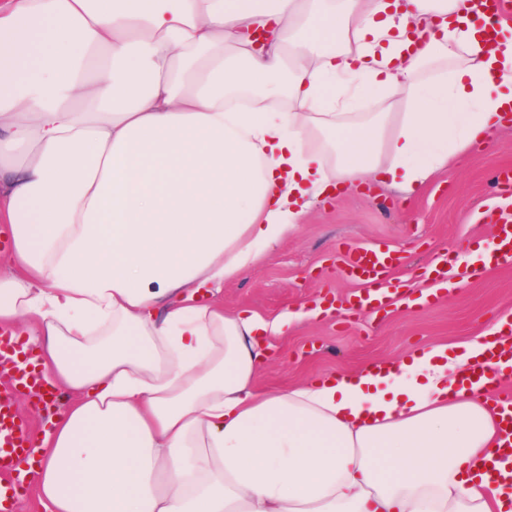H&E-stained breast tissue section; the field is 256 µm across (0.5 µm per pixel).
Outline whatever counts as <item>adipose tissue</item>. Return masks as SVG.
Returning a JSON list of instances; mask_svg holds the SVG:
<instances>
[{
    "mask_svg": "<svg viewBox=\"0 0 512 512\" xmlns=\"http://www.w3.org/2000/svg\"><path fill=\"white\" fill-rule=\"evenodd\" d=\"M511 107L512 20L485 46L469 0H0V328L73 397L45 512H512L459 386L493 331L268 393L288 317L199 297L332 182L412 193Z\"/></svg>",
    "mask_w": 512,
    "mask_h": 512,
    "instance_id": "adipose-tissue-1",
    "label": "adipose tissue"
}]
</instances>
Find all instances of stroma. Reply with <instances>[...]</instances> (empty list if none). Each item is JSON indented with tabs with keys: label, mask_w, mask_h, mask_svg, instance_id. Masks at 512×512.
<instances>
[{
	"label": "stroma",
	"mask_w": 512,
	"mask_h": 512,
	"mask_svg": "<svg viewBox=\"0 0 512 512\" xmlns=\"http://www.w3.org/2000/svg\"><path fill=\"white\" fill-rule=\"evenodd\" d=\"M507 167L512 168V129L486 149L455 156L410 196L366 183L317 202L307 224L274 254L224 286L219 298L225 311L273 319L324 296L344 302L363 288L342 273L349 250L377 242L401 258L386 276L389 286L420 293L431 285L424 270L442 253L492 244L493 227L481 214L502 207L493 191L496 173ZM506 312L512 313V267L485 272L432 304L395 303L354 317L335 310L296 320L283 334L265 337L269 361L256 384L279 392L301 381L400 360L431 344L478 336Z\"/></svg>",
	"instance_id": "1"
}]
</instances>
